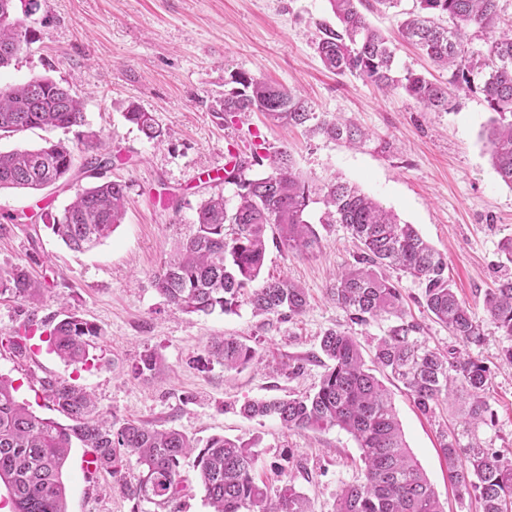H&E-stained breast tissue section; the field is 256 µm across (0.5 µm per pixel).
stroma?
I'll return each mask as SVG.
<instances>
[{"mask_svg": "<svg viewBox=\"0 0 512 512\" xmlns=\"http://www.w3.org/2000/svg\"><path fill=\"white\" fill-rule=\"evenodd\" d=\"M13 15L34 37L0 69V86L40 75L68 88L83 104L87 130L112 156L108 177L126 183L127 197L124 220L112 235L76 252L41 220L40 209L61 213L90 178L33 193L0 190V210L15 216L0 223V273L25 267L46 290L36 305L0 296V335L34 320L48 327L67 310L101 330L86 365L63 362L34 337L23 354L0 346V374L43 418L59 417L42 388L59 378L91 393L101 412L121 421L173 427L202 443L216 435L253 441L257 479L274 487L289 481L314 512H332L340 490L363 477L352 436L337 428L288 431L274 418L248 420L237 409L249 399L314 392L326 370L320 340L327 330L352 329L368 350L388 329L385 321L351 326L328 297L336 273L359 252L347 229L328 227L315 254L294 256L279 248L276 228H268L262 277L289 278L309 294L307 310L290 318L254 315L243 297L228 312L182 314L157 291L154 277L194 232L201 201L233 197L235 185L214 177L228 155L250 160L257 146H285L304 175L319 183L349 181L414 225L445 255L459 297L484 317L499 243L512 236V187L490 162L483 130L491 112L482 94L473 90L453 97L447 111L426 112L403 90L382 92L362 78L328 71L315 50L318 22L334 19L328 0H14ZM237 72L299 92L314 111L352 119L368 139L348 148L273 125L258 112L218 117L220 101L237 88ZM130 103L151 113L166 132L163 140L147 139L125 120ZM392 279L422 326L421 339L443 351L458 347L424 311L420 284L398 271ZM484 334L471 352L489 371L491 422L468 425L454 401L422 415L401 384H387L405 442L445 512H478V503L474 491L448 480L443 432L512 458V365L501 358L512 341L489 323ZM218 336L253 347L254 359L224 370L204 351ZM147 349L164 365L144 377L135 366ZM81 453L72 448L64 470L68 512H210L193 459L182 467V496L159 509L120 493L119 482L139 475L135 461L120 477L101 470L87 478L77 465Z\"/></svg>", "mask_w": 512, "mask_h": 512, "instance_id": "stroma-1", "label": "stroma"}]
</instances>
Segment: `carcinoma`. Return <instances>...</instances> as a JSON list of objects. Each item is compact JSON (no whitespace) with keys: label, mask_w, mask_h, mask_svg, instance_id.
<instances>
[{"label":"carcinoma","mask_w":512,"mask_h":512,"mask_svg":"<svg viewBox=\"0 0 512 512\" xmlns=\"http://www.w3.org/2000/svg\"><path fill=\"white\" fill-rule=\"evenodd\" d=\"M336 24L317 23L321 36L317 53L337 75H357L381 90L402 89L428 112L448 109L454 93L477 88L493 114L486 140L492 166L512 187V19L505 18L500 0H415L399 25V36L417 46L448 80L437 81L412 69L394 70L397 44L374 28L359 6L365 0H329ZM13 0H0V68L10 64L32 33L12 16ZM484 37L486 49L471 47V34ZM242 89L224 96L226 115L262 112L272 122L302 126L347 146L366 138L355 123L315 112L299 94L245 73L232 75ZM124 118L150 140L164 133L153 116L131 103ZM85 116L70 91L44 77L0 88V135L33 128L81 127ZM268 161L269 172L251 176L247 166L224 169V181L236 186L235 201L210 197L197 209L196 231L181 241L161 271L155 286L177 310L187 314L227 312L241 295H248L255 313L282 317L304 313L309 305L305 289L286 279L260 280L266 254V233L278 231V244L293 255H312L321 237L307 218L311 205L325 210L319 223L341 224L357 241L356 264L336 275L331 299L358 325L395 319L376 340L373 363L413 396L424 414L450 398L466 405V423L487 421L490 406L484 396L487 367L470 352L481 343L483 324L461 299L448 276V264L411 224L357 187L339 179L321 188L294 166L288 148L271 147L255 156ZM112 159L85 158L81 170L98 182L84 189L59 216L45 213L52 232L72 250H82L108 237L125 215L127 185L103 179ZM74 149L61 142L36 149L0 152V189L42 190L71 175ZM401 271L423 287L426 312L462 344L444 353L420 342L421 325L406 319L399 288L386 274ZM44 288L22 266L0 274V295L35 304ZM488 320L512 338V276L500 278L487 290ZM100 329L67 313L49 330L53 351L68 363H85ZM320 349L331 362L316 392L297 398L248 400L239 413L252 420L275 417L287 430L340 428L351 434L361 451L363 479L345 486L334 512H444L423 470L412 459L387 389L365 367L357 337L329 329ZM207 353L224 369L249 363L252 347L235 338L215 339ZM162 364L152 351L140 355L137 370L155 374ZM54 409L69 423L42 418L16 397V387L0 375V485L11 512H67L62 479L73 441L99 450L104 467L121 474L129 458L136 460V483L118 481L120 492L141 504L165 507L184 489L183 460L195 456L200 485L211 512H313L287 482L276 491L256 479L255 443L241 438L213 436L203 447L177 429L156 430L144 424L107 417L97 410L83 389L65 380L46 383ZM461 453L456 438L442 435L440 450L448 463V480L478 493L482 512H512V458L474 442Z\"/></svg>","instance_id":"obj_1"}]
</instances>
